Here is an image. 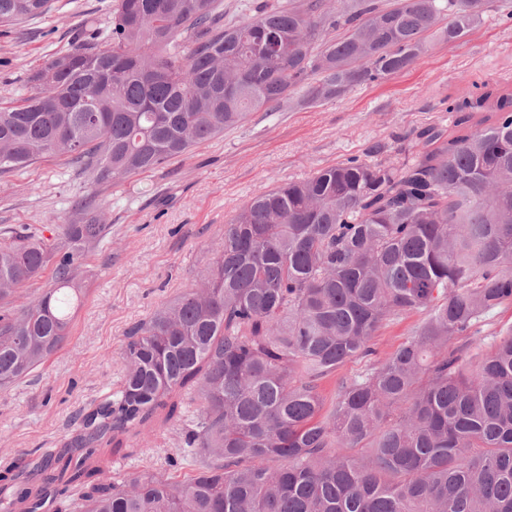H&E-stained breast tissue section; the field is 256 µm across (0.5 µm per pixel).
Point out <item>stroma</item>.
Instances as JSON below:
<instances>
[{
    "instance_id": "stroma-1",
    "label": "stroma",
    "mask_w": 512,
    "mask_h": 512,
    "mask_svg": "<svg viewBox=\"0 0 512 512\" xmlns=\"http://www.w3.org/2000/svg\"><path fill=\"white\" fill-rule=\"evenodd\" d=\"M512 0H487L480 23L453 42L432 41L408 69L382 83L310 108L251 113L243 125L147 173L92 186L65 157L0 174V226H52L73 214L76 200L97 192L108 242L86 252L83 297L68 342L13 387L0 390V464L58 448L80 414L120 384L128 330L190 288L224 226L260 191L310 176L350 156L399 161L417 149L415 133L451 120L448 103L487 83L512 88ZM108 23L104 0H51L40 16L0 32V104L28 96L27 77L51 54L70 47L79 27ZM137 452L115 455L108 471L121 482L152 468H172L178 430L154 421L133 441Z\"/></svg>"
}]
</instances>
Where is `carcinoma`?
I'll use <instances>...</instances> for the list:
<instances>
[{"instance_id":"carcinoma-1","label":"carcinoma","mask_w":512,"mask_h":512,"mask_svg":"<svg viewBox=\"0 0 512 512\" xmlns=\"http://www.w3.org/2000/svg\"><path fill=\"white\" fill-rule=\"evenodd\" d=\"M242 6L226 22L220 0H107L105 28L0 105V173L55 154L97 185L154 170L252 112L388 80L430 37L465 35L486 0ZM48 8L0 0V24ZM448 111L452 125L419 131L402 164L351 156L251 198L199 284L130 329L121 384L76 434L0 470V512H512V328L480 335L512 304V93ZM107 233L93 194L49 238L0 228V389L67 341L81 260ZM417 313L378 357L374 337ZM353 359L366 368L327 398L323 381ZM162 411L184 425L195 474L107 477L101 449Z\"/></svg>"}]
</instances>
